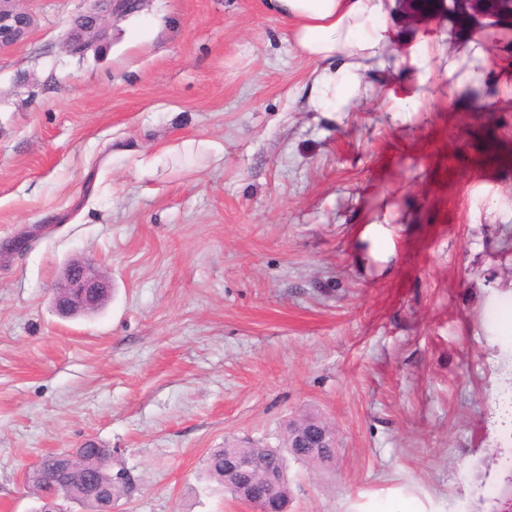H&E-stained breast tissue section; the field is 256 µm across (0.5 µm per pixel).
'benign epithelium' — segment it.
<instances>
[{
  "label": "benign epithelium",
  "instance_id": "benign-epithelium-1",
  "mask_svg": "<svg viewBox=\"0 0 512 512\" xmlns=\"http://www.w3.org/2000/svg\"><path fill=\"white\" fill-rule=\"evenodd\" d=\"M21 0H0V50L22 42L34 25L33 15L20 6ZM142 0H92L88 11L81 14L67 34V48L74 54L83 53L91 45L106 37V23L123 16L130 4L140 5ZM426 0H398L400 14L423 27L427 21L420 8ZM462 10L483 20L512 23V0H459ZM110 292L107 278L96 262L82 258L69 263L55 289L53 305L62 313H94L98 311ZM291 448H334L336 431L306 429L288 432ZM260 466L252 455H240L224 462V471L230 477V486L241 487L236 476Z\"/></svg>",
  "mask_w": 512,
  "mask_h": 512
}]
</instances>
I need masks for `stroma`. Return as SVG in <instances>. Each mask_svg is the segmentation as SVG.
<instances>
[{"mask_svg": "<svg viewBox=\"0 0 512 512\" xmlns=\"http://www.w3.org/2000/svg\"><path fill=\"white\" fill-rule=\"evenodd\" d=\"M87 5L24 0L0 51V512L88 441L139 479L113 512H253L204 457L307 413L339 453L288 460V512H506L512 63L399 23L372 94L316 112L264 0H144L73 54ZM78 256L112 296L64 317ZM21 0H0V50L22 42L34 25L33 15ZM61 453H55L44 457L38 464L37 468L33 471L29 480L36 493L39 495L46 490L47 480L56 483L66 479V475L62 471Z\"/></svg>", "mask_w": 512, "mask_h": 512, "instance_id": "1", "label": "stroma"}]
</instances>
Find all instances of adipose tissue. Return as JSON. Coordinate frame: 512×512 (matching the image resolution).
I'll list each match as a JSON object with an SVG mask.
<instances>
[{
	"label": "adipose tissue",
	"instance_id": "ef3b65f1",
	"mask_svg": "<svg viewBox=\"0 0 512 512\" xmlns=\"http://www.w3.org/2000/svg\"><path fill=\"white\" fill-rule=\"evenodd\" d=\"M268 10L290 21L297 55L315 63L309 103L325 107L336 90L367 96L362 74L387 50L393 36L386 17L395 0H266Z\"/></svg>",
	"mask_w": 512,
	"mask_h": 512
}]
</instances>
